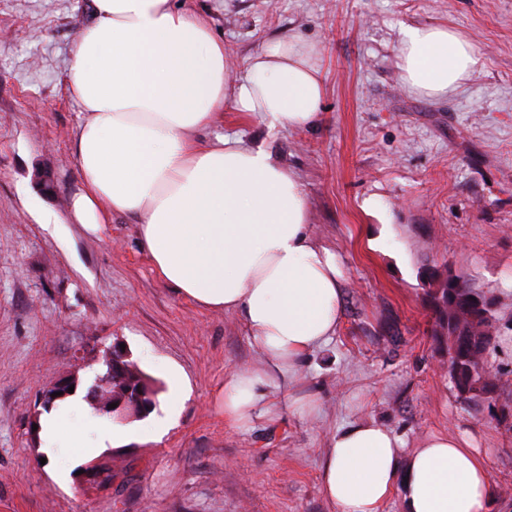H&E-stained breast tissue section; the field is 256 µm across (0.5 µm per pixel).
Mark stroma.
Listing matches in <instances>:
<instances>
[{
    "mask_svg": "<svg viewBox=\"0 0 512 512\" xmlns=\"http://www.w3.org/2000/svg\"><path fill=\"white\" fill-rule=\"evenodd\" d=\"M87 2L0 0V512H337L322 461L358 420L408 449L459 438L485 457L490 512H512V419L500 412L512 404V335L489 358L496 401L463 403L425 280L432 266L463 275L512 320V0H186L234 71L290 33L315 47L325 85L318 126L271 134L228 103L205 132L264 144L300 178L310 231L342 275L339 330L291 387L317 412L239 429L224 420V377L260 361L239 316L162 282L130 217L95 233L43 220L79 185L82 115L66 75ZM428 24L461 33L479 59L444 100L408 93L397 68L401 26ZM120 344L159 397L178 367L184 404L162 440L103 450L110 485L77 461L59 483L40 463L39 398L62 376L91 384Z\"/></svg>",
    "mask_w": 512,
    "mask_h": 512,
    "instance_id": "obj_1",
    "label": "stroma"
}]
</instances>
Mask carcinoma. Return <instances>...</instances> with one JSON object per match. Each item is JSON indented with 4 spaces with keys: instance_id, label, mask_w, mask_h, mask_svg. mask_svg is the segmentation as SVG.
Returning <instances> with one entry per match:
<instances>
[{
    "instance_id": "cac0c4a2",
    "label": "carcinoma",
    "mask_w": 512,
    "mask_h": 512,
    "mask_svg": "<svg viewBox=\"0 0 512 512\" xmlns=\"http://www.w3.org/2000/svg\"><path fill=\"white\" fill-rule=\"evenodd\" d=\"M427 280L432 331L445 337L448 354L455 361L456 374L451 381L458 397L474 405L494 398L496 383L488 357L501 330L494 299L471 288L461 275L450 276L432 268ZM130 391L143 395L147 410L155 407L158 391L154 382L124 358L112 372V400L117 402Z\"/></svg>"
}]
</instances>
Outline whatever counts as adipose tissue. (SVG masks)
<instances>
[{"instance_id":"1","label":"adipose tissue","mask_w":512,"mask_h":512,"mask_svg":"<svg viewBox=\"0 0 512 512\" xmlns=\"http://www.w3.org/2000/svg\"><path fill=\"white\" fill-rule=\"evenodd\" d=\"M89 14L67 71L83 111L71 141L81 186L48 221L95 232L112 215L134 217L157 276L202 309L236 313L263 356L225 376V421L275 419L270 390L289 392L305 357L339 328L341 272L309 232L293 172L262 145L200 132L228 101L271 131L317 126L320 58L281 36L234 75L208 18L172 0H90ZM476 64L470 41L448 26L400 32L397 66L411 94L448 98ZM183 403L172 393L164 417L121 427L91 417L75 391L42 417L41 451L51 463L63 448L87 458L142 432L163 437ZM321 477L338 512H380L396 491L405 512H488L493 498L484 460L456 438L434 435L408 451L371 421L336 432Z\"/></svg>"}]
</instances>
